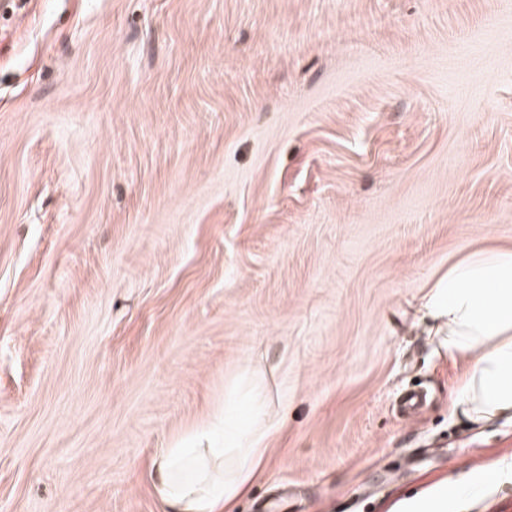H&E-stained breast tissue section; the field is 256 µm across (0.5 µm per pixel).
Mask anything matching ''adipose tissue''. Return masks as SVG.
I'll return each instance as SVG.
<instances>
[{
  "instance_id": "1",
  "label": "adipose tissue",
  "mask_w": 512,
  "mask_h": 512,
  "mask_svg": "<svg viewBox=\"0 0 512 512\" xmlns=\"http://www.w3.org/2000/svg\"><path fill=\"white\" fill-rule=\"evenodd\" d=\"M421 308L445 339L449 356L473 359L453 395L473 420H512V249L466 256L423 296ZM261 431L246 433L229 411L152 459L163 512H235L250 492L266 449Z\"/></svg>"
}]
</instances>
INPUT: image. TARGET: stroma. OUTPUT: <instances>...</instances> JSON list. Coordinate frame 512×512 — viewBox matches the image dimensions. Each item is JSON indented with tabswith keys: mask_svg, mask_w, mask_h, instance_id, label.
<instances>
[{
	"mask_svg": "<svg viewBox=\"0 0 512 512\" xmlns=\"http://www.w3.org/2000/svg\"><path fill=\"white\" fill-rule=\"evenodd\" d=\"M494 247L512 0H0V512H159L247 383L237 512H506L512 421L417 312ZM456 496L457 488L439 484L414 497L398 501L387 512H447L448 505Z\"/></svg>",
	"mask_w": 512,
	"mask_h": 512,
	"instance_id": "stroma-1",
	"label": "stroma"
}]
</instances>
